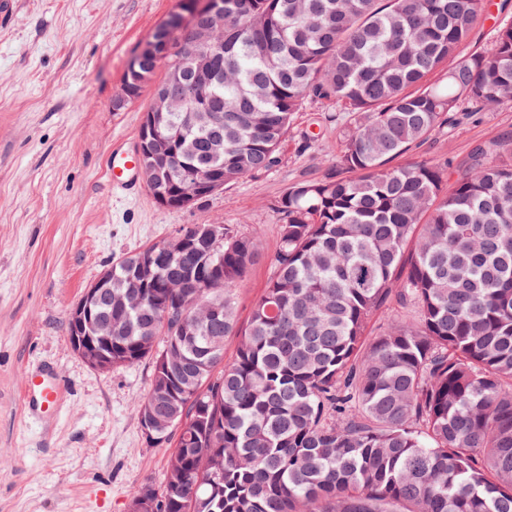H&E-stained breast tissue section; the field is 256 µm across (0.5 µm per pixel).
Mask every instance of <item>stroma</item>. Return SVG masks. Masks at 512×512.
I'll return each mask as SVG.
<instances>
[{
  "label": "stroma",
  "mask_w": 512,
  "mask_h": 512,
  "mask_svg": "<svg viewBox=\"0 0 512 512\" xmlns=\"http://www.w3.org/2000/svg\"><path fill=\"white\" fill-rule=\"evenodd\" d=\"M177 0H14L0 17V512H128L133 489L160 483L170 451L148 444L137 408L151 362L90 367L67 323L112 261L187 224L224 222L256 236L260 257L235 291L246 326L271 273L288 183L336 170L333 151L351 118L309 103L296 113L278 164L188 209L148 191L112 190L106 159L136 141L148 96L123 100L127 65ZM512 131V104L463 112L407 161L460 163L479 143ZM53 369L58 412L27 414L33 365Z\"/></svg>",
  "instance_id": "obj_1"
}]
</instances>
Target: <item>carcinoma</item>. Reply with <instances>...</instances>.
Segmentation results:
<instances>
[{"mask_svg":"<svg viewBox=\"0 0 512 512\" xmlns=\"http://www.w3.org/2000/svg\"><path fill=\"white\" fill-rule=\"evenodd\" d=\"M223 2L221 78L203 91L222 122L165 113L179 164L154 187L224 169L200 204L272 168L319 101L353 116L344 175L281 193L242 329L233 290L255 237L184 226L112 264L129 293L101 304L112 368L152 360L139 423L174 443L162 488L141 484L129 512H512V135L460 164L390 166L457 113L512 102V23L467 52L486 0ZM393 298L405 319L370 331Z\"/></svg>","mask_w":512,"mask_h":512,"instance_id":"1","label":"carcinoma"}]
</instances>
